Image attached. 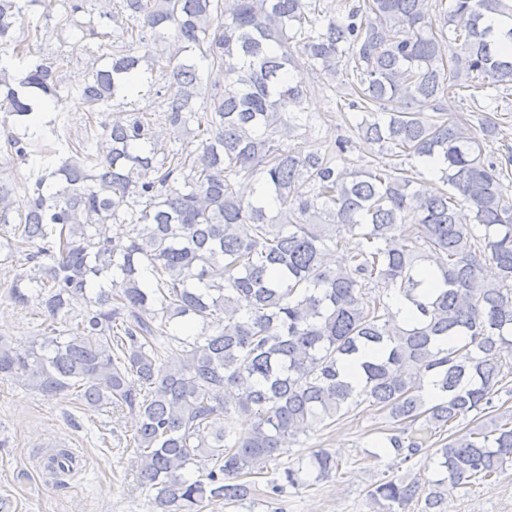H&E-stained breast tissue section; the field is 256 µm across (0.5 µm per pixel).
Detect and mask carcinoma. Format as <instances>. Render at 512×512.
<instances>
[{"mask_svg": "<svg viewBox=\"0 0 512 512\" xmlns=\"http://www.w3.org/2000/svg\"><path fill=\"white\" fill-rule=\"evenodd\" d=\"M88 2L0 0V122L18 124L5 159L26 162L44 140L30 117L48 96L130 107L91 137L57 136L45 149L56 162L23 191L0 182L6 246L31 263L11 299H37L44 316L27 344L0 341V377L130 417L154 512L248 499L285 444L365 403L388 412L384 447L402 462L437 429L494 408L512 377V147L483 156L478 132H499L495 97L472 101L478 132L445 118L444 102L476 78L512 87V0H113L100 12L115 26L109 67L96 58L67 84L70 59L57 55L16 78L14 61L47 37L28 12L56 13L64 29ZM488 12L504 18L497 35ZM317 65L344 72L355 129L379 146L365 171L340 164L347 140L276 147L305 127L302 74ZM214 69L224 80L199 106ZM144 91L167 114V140L136 108ZM192 123L196 148L176 146ZM402 157L439 165L446 188L409 176ZM329 242L346 246L344 265L325 262ZM380 281L416 307L414 323L373 294ZM179 318L204 332L170 334ZM352 360L355 385L341 375ZM435 458L439 479L376 485L381 512H406L423 491L421 512H445L448 489L495 483L512 466V410L449 436ZM72 463L60 448L47 468L58 478ZM311 465L321 479L339 468L325 450ZM302 473L283 469L270 493Z\"/></svg>", "mask_w": 512, "mask_h": 512, "instance_id": "obj_1", "label": "carcinoma"}]
</instances>
